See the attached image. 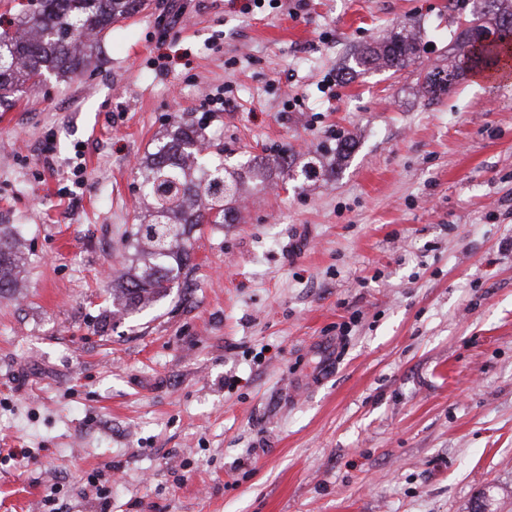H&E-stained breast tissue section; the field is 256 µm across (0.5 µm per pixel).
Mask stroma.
Wrapping results in <instances>:
<instances>
[{
    "label": "stroma",
    "mask_w": 512,
    "mask_h": 512,
    "mask_svg": "<svg viewBox=\"0 0 512 512\" xmlns=\"http://www.w3.org/2000/svg\"><path fill=\"white\" fill-rule=\"evenodd\" d=\"M473 2L151 0L0 106L31 258L0 299V512H512V74L416 93ZM405 22L413 65L343 75ZM183 113L235 162L357 148L303 190L268 171L119 317L139 166Z\"/></svg>",
    "instance_id": "stroma-1"
}]
</instances>
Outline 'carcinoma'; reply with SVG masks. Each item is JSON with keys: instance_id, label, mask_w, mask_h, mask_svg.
Wrapping results in <instances>:
<instances>
[{"instance_id": "obj_1", "label": "carcinoma", "mask_w": 512, "mask_h": 512, "mask_svg": "<svg viewBox=\"0 0 512 512\" xmlns=\"http://www.w3.org/2000/svg\"><path fill=\"white\" fill-rule=\"evenodd\" d=\"M149 7L148 0H18L16 24L0 30V105H8L47 70H83L92 64L93 48L112 24ZM468 27L457 35L448 67L428 70L419 82L425 95L448 92L470 72L494 70L507 45H480L485 34H512V0H482L470 11ZM420 43L411 24L392 30L353 57L349 71H402L419 57ZM176 129L142 162L147 214L135 225L128 247L136 264L112 282L113 313L133 312L169 295L189 260V234L199 224H226L248 176L259 178L275 168L306 183L312 176L336 175V167L284 150L246 168L208 165L198 146L207 143L203 123L183 115ZM28 256L24 242L8 224L0 225V298L22 287Z\"/></svg>"}]
</instances>
